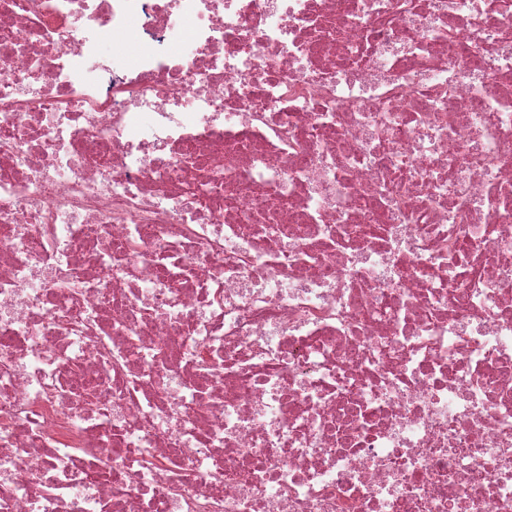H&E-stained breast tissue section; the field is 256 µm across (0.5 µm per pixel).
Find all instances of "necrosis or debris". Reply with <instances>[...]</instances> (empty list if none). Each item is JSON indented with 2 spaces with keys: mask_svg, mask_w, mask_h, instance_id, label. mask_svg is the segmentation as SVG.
<instances>
[{
  "mask_svg": "<svg viewBox=\"0 0 512 512\" xmlns=\"http://www.w3.org/2000/svg\"><path fill=\"white\" fill-rule=\"evenodd\" d=\"M0 512H512V0H0Z\"/></svg>",
  "mask_w": 512,
  "mask_h": 512,
  "instance_id": "4bbe7bcc",
  "label": "necrosis or debris"
}]
</instances>
